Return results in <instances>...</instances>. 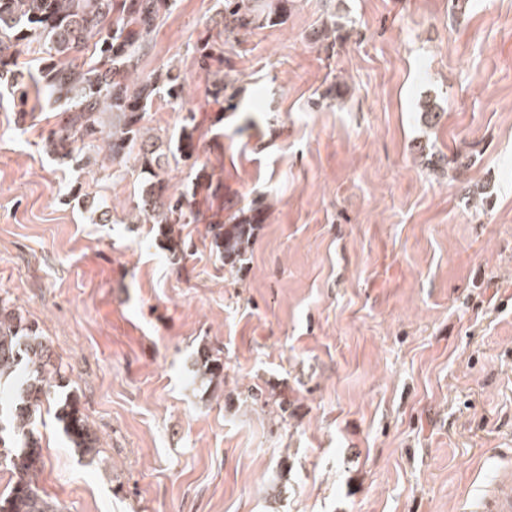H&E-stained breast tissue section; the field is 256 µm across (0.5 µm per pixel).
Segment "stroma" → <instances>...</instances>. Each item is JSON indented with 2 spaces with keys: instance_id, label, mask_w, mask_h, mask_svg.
Listing matches in <instances>:
<instances>
[{
  "instance_id": "stroma-1",
  "label": "stroma",
  "mask_w": 512,
  "mask_h": 512,
  "mask_svg": "<svg viewBox=\"0 0 512 512\" xmlns=\"http://www.w3.org/2000/svg\"><path fill=\"white\" fill-rule=\"evenodd\" d=\"M218 10L175 0L140 65L185 85L148 127L194 113L224 184L180 261L134 221L138 169L54 159L58 105L0 92V299L100 447L44 405L39 482L63 512H467L512 459V0H290L226 46L225 112L194 52ZM228 194L266 208L234 270L208 237ZM204 348L224 371L200 386Z\"/></svg>"
}]
</instances>
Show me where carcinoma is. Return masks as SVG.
Returning a JSON list of instances; mask_svg holds the SVG:
<instances>
[{"label": "carcinoma", "mask_w": 512, "mask_h": 512, "mask_svg": "<svg viewBox=\"0 0 512 512\" xmlns=\"http://www.w3.org/2000/svg\"><path fill=\"white\" fill-rule=\"evenodd\" d=\"M289 0H223L222 26L206 31L195 46L200 69L210 83L215 104H228L237 90L224 79V44L241 34L284 22ZM171 0H0V86L24 104L29 88L19 80L18 58L23 48L41 52L36 98L63 108L44 141L45 152L78 164L111 165L113 172L132 161L142 175L136 208L143 223L153 225L157 239L172 254L189 244L180 226L195 221L197 196L218 195L207 167L193 161L199 139L193 114L183 119L173 142H163L145 125L148 109L160 89L173 100L182 98L183 79L168 70L153 76L139 74L149 37ZM224 41H218V38ZM191 162L195 173L179 194L169 192L165 174L171 164ZM224 218L209 225L210 246L224 266L241 262L265 208L254 203L237 207L224 201ZM196 377L214 378L223 364L206 348L195 360ZM63 379L53 351L39 327L0 301V381L14 382L16 397L0 406V467L11 473L7 494L0 495V512H62L60 504L35 480L44 466L36 419L43 401L56 396V420L69 446L83 457L95 458L100 449L88 423L81 396L74 389L56 391L51 376Z\"/></svg>", "instance_id": "1"}]
</instances>
